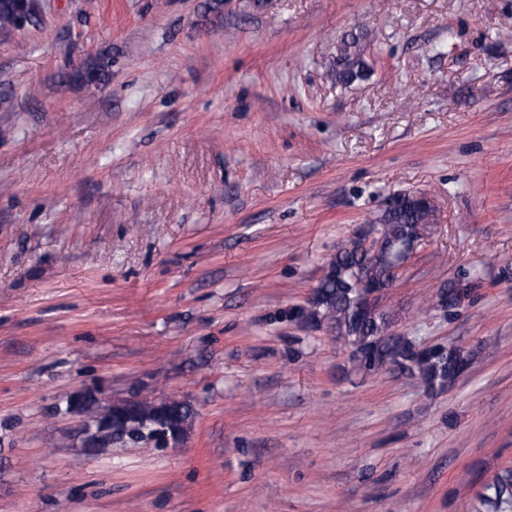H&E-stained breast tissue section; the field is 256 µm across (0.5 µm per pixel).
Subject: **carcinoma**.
I'll list each match as a JSON object with an SVG mask.
<instances>
[{
	"label": "carcinoma",
	"instance_id": "obj_1",
	"mask_svg": "<svg viewBox=\"0 0 512 512\" xmlns=\"http://www.w3.org/2000/svg\"><path fill=\"white\" fill-rule=\"evenodd\" d=\"M355 42L344 45L336 61L334 80L347 85L362 77L364 66L352 51ZM77 77L97 83L104 79V67L89 64L77 72ZM425 215L422 201L406 194L392 197L382 210L378 224L384 228L381 247L376 251H359L352 243L345 244L331 258V272L318 283L319 297L315 323H323L354 348V362H379L392 366L399 373L419 381L426 388L437 383L452 384L469 367L473 353L463 347L450 345L446 349L419 351L409 338L393 334V319L385 310L362 312V287L371 282L392 285L397 279L393 272L397 254L392 252L397 242L411 234L414 225ZM462 288L449 285L438 292L439 304L448 309V315L457 314L465 303L473 300L475 289L467 279L460 280ZM169 416L174 420L192 419L195 411L190 403L173 399L168 404ZM480 512H512V479L509 473L493 479L479 495Z\"/></svg>",
	"mask_w": 512,
	"mask_h": 512
}]
</instances>
